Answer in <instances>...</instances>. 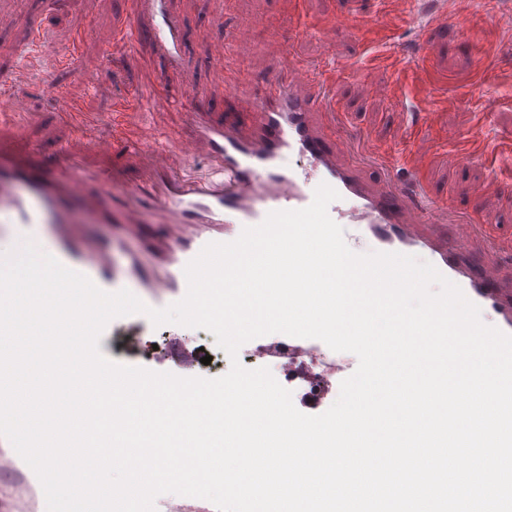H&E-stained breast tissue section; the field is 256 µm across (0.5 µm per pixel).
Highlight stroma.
I'll return each mask as SVG.
<instances>
[{"label": "stroma", "mask_w": 512, "mask_h": 512, "mask_svg": "<svg viewBox=\"0 0 512 512\" xmlns=\"http://www.w3.org/2000/svg\"><path fill=\"white\" fill-rule=\"evenodd\" d=\"M416 0H170L183 29L179 67L166 68L153 44L112 47L99 34L130 22V0H97L87 13L83 0H0V106L25 96L27 105L0 124V145L12 154L51 162L76 143L72 129L56 117L57 90L80 99L100 116V134L113 124L137 129L152 143L168 124V104L155 98L158 79L185 90L194 104L223 119L231 103L226 81L238 98L257 97L281 76L284 61L310 62L334 76L332 108L338 133L361 153L380 152L408 160L413 134L432 151L418 176L446 201L451 214L477 215L494 232L498 248L487 253L475 239L477 256L493 255L512 273V36L503 34L480 5L465 21L430 30L431 53L420 52L407 24ZM242 25L251 41H235ZM423 65L429 83L418 84L383 54ZM386 86L390 95H378ZM482 98L485 113L470 101ZM424 112L421 124L413 115ZM491 142V158L471 157L449 167L448 153L476 130ZM79 144V143H76ZM84 163L106 168L124 183L144 178L153 156L120 147L99 154L79 144Z\"/></svg>", "instance_id": "stroma-1"}]
</instances>
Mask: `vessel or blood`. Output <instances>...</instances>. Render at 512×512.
<instances>
[{
	"mask_svg": "<svg viewBox=\"0 0 512 512\" xmlns=\"http://www.w3.org/2000/svg\"><path fill=\"white\" fill-rule=\"evenodd\" d=\"M476 9V0H441L436 10L418 9L412 22L423 34L449 18L467 20ZM139 11L151 17L149 30L134 19L129 32L106 31L101 41L123 45L129 33L143 32L159 57L176 65L179 23L165 0H139ZM329 94L327 75L298 62L254 101L250 131H243L232 110L220 121L197 109L184 111L178 119L190 129L175 139L179 163L153 167L140 183L124 184L110 171L84 169L80 151L72 148L59 163L39 167L0 150V253L31 238L102 290L126 289L146 305L163 308L185 296V267L206 244L235 241L270 212L309 206L316 188L326 183L339 194L338 204L328 207L331 219L358 227L356 252H396L432 264L479 307L483 322L512 335V278L503 275L498 262H476L471 252L480 223L470 217L441 222L446 202L414 171L397 179L390 156L372 159L386 169L383 180L363 181L349 162L354 140L323 132L312 121ZM58 117L83 132L97 124L94 115L67 98ZM198 158L214 166L213 180L199 183L184 175L183 163ZM88 217L107 225L108 242L86 235ZM261 342L274 363L300 356L307 345L280 333L262 336Z\"/></svg>",
	"mask_w": 512,
	"mask_h": 512,
	"instance_id": "b4317fda",
	"label": "vessel or blood"
}]
</instances>
